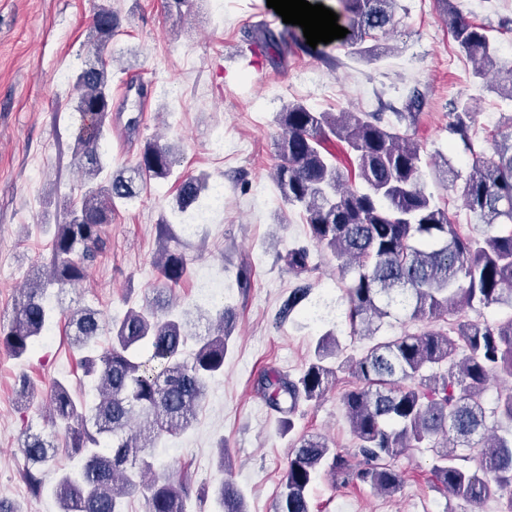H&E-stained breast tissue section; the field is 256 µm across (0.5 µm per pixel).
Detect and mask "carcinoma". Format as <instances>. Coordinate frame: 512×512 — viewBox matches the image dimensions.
<instances>
[{"label": "carcinoma", "instance_id": "cac0c4a2", "mask_svg": "<svg viewBox=\"0 0 512 512\" xmlns=\"http://www.w3.org/2000/svg\"><path fill=\"white\" fill-rule=\"evenodd\" d=\"M336 2L338 25L348 29L342 42L358 53L374 51L366 45L372 34L393 32L397 0ZM446 17L459 53L473 64V77L512 100V66L495 67L497 48L487 26L456 10ZM122 26L119 13L100 8L91 27V51L74 74L80 194L69 202L64 222L41 225L50 235L48 273L23 288L12 318L0 323V346L16 359L40 341L54 317L48 288L62 293L81 286L103 250L115 208L136 201L144 183L167 180L177 164L176 145L149 138L133 167L100 178L106 168L100 148L111 112L108 58ZM299 38L288 30H267L258 41L281 60L289 42ZM395 117L397 124H385L373 112H318L301 102L276 113L281 136L273 181L283 203L302 209L310 245L288 250V269L297 283L275 324L308 300L313 285L305 275L316 268L313 248L331 253L342 273L353 274L346 318L359 335H376L384 319L399 313L431 322L452 314L456 321L446 331L406 332L378 342L361 356L343 355L329 330L313 342L298 376L274 370L260 375L257 389L288 432L300 404L320 401L336 386L338 373L355 379L341 398L355 451L342 455L320 434L299 435L275 512H311L309 490L323 472L344 485L361 482L394 494L404 483L399 458L421 448L432 454L430 481L443 496L480 508L491 501L496 512H512V315L494 323L462 317L477 306L512 308V115L492 135L490 151L478 152L471 138V103L457 100L448 129L472 156L471 166L463 174L447 156L436 154L434 166L461 181L463 206L482 225L478 236L465 233L448 205L426 193L423 145L396 128L414 115ZM334 139L346 144L354 174L342 170L328 151L326 144ZM354 175L366 190L353 186ZM207 189L205 177L184 178L174 213L184 216L200 205ZM158 228L166 242L154 261L160 283L152 297L112 316L92 307L66 313L72 343L84 352L83 377L96 398L76 397L66 378L52 380L50 432L28 430L21 440L28 492L52 496L60 512H124L120 499L134 494L143 496L146 512H187L192 486L159 472L153 449L191 426L209 383L224 371L235 314L221 307L185 355L186 322L170 310L168 293L187 278L189 263L168 223ZM105 334L109 340L102 344ZM143 349L149 353L145 360ZM492 381L500 388L497 423L491 425L483 397ZM60 438L77 466L56 470L49 485L44 471L55 461ZM470 461L478 470H470ZM214 494L216 512H248L231 481H221Z\"/></svg>", "mask_w": 512, "mask_h": 512}]
</instances>
